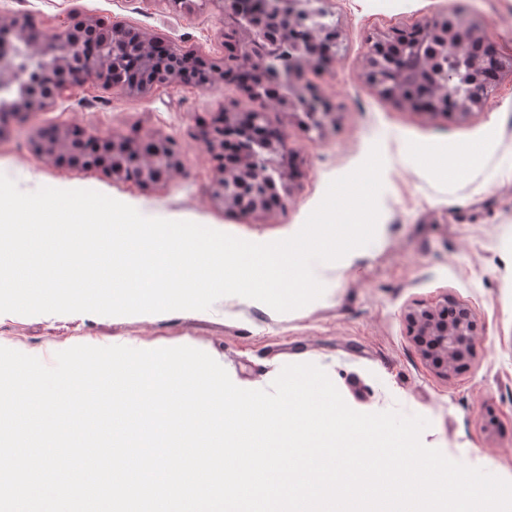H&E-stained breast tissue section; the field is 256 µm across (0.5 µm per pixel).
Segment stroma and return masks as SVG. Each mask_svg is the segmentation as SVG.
<instances>
[{"mask_svg":"<svg viewBox=\"0 0 512 512\" xmlns=\"http://www.w3.org/2000/svg\"><path fill=\"white\" fill-rule=\"evenodd\" d=\"M451 6L488 24L491 48L512 58V0H330L341 32L338 56L303 77L330 115L322 128L308 131L301 113L267 109L299 175L283 204L255 216L214 202L218 162L195 137L196 120L254 109L236 84L220 81L203 90L184 81L140 96L86 82L54 109L1 126L0 173L22 191L50 183L91 189L147 217L211 224L254 243L296 234L329 182L361 164L372 146H379L384 169L378 236L344 257L327 291L303 308L279 313L226 296L205 311L154 317L5 313L0 346L46 364L76 345H186L208 353L245 389L269 388L285 365L313 363L352 409L423 416L425 446L512 481V80L497 84L484 109L458 120L398 106L359 77L368 35ZM17 16L43 45L80 19L132 27L209 59L224 56L226 24L211 6L188 19L169 0H0V21ZM56 130L98 140L171 138L183 166L150 186L117 180L103 168L37 151L41 137ZM463 140L486 143L476 163L447 170L422 165L425 156L453 161ZM447 298L471 309L480 334L471 367L445 379L421 358L404 313ZM489 407L497 418L490 430L482 418Z\"/></svg>","mask_w":512,"mask_h":512,"instance_id":"35a3bbf8","label":"stroma"}]
</instances>
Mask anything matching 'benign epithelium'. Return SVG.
Returning a JSON list of instances; mask_svg holds the SVG:
<instances>
[{
  "label": "benign epithelium",
  "instance_id": "7a95c632",
  "mask_svg": "<svg viewBox=\"0 0 512 512\" xmlns=\"http://www.w3.org/2000/svg\"><path fill=\"white\" fill-rule=\"evenodd\" d=\"M219 11H235L252 19L242 32L226 39L224 69L210 67V75L200 88L209 89L219 79L232 81L251 91L257 103V121L263 120L268 102L274 101L286 112L298 111V100L269 91L286 81L302 79L305 69H314L338 55L341 34L329 23L331 12L327 0H207ZM128 27L100 28L90 40L85 27L68 29L64 36L46 47L35 45L26 19L0 23V72L15 71L13 51L32 45L35 60L49 74L48 88L40 96L27 95L7 112L0 113V126L9 120L24 119L30 114L54 107L68 87L82 82H103L126 52ZM418 36L391 49L389 36L377 34L366 39L363 69L367 81L382 95L399 104L432 116L464 118L487 104L493 85L484 78L487 70L503 71L498 56L485 49L489 44V26L438 16L416 28ZM145 45L165 47L171 66L164 67L153 59L144 60L146 80L132 91L147 95L154 88L182 79V68L197 57L181 51L159 37L140 34ZM260 134L269 140L263 150L254 147L240 150L239 161L224 167L213 198L224 208L254 215L268 210L272 188L287 189V181L296 172L288 169V158L276 165L278 176H262V166L278 161L283 150L279 131L266 125ZM212 150H224V133L211 128L199 134ZM37 148L46 155L64 156L72 163L90 165L81 141L68 132L55 134ZM134 156L135 166L112 169L110 156ZM103 161L111 176L141 185L159 182L165 175L182 167L178 145L171 139L154 140L146 159H140L138 147L125 139L112 137ZM418 352L425 363L440 377L461 373L474 358L475 337L480 327L466 307L448 308V300L410 308L405 313Z\"/></svg>",
  "mask_w": 512,
  "mask_h": 512
}]
</instances>
